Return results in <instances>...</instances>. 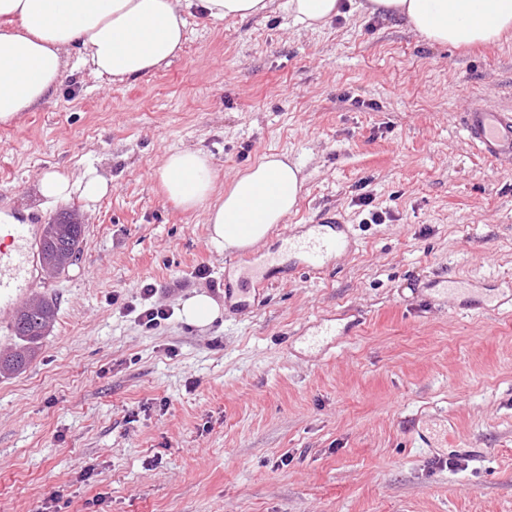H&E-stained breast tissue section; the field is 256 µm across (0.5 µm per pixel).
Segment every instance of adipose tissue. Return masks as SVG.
I'll use <instances>...</instances> for the list:
<instances>
[{
    "label": "adipose tissue",
    "mask_w": 512,
    "mask_h": 512,
    "mask_svg": "<svg viewBox=\"0 0 512 512\" xmlns=\"http://www.w3.org/2000/svg\"><path fill=\"white\" fill-rule=\"evenodd\" d=\"M272 0H0V123L17 119L59 85L66 57L78 50L97 74L113 80L168 64L180 50L184 12L200 6L212 20L248 19ZM342 0H288L293 19L322 27L342 12ZM364 10L401 20L427 42L493 44L512 32V0H365ZM166 194L190 210L207 205L213 244L247 250L266 241L295 209L303 185L287 155L262 156L217 191L208 155L194 149L167 153L155 170ZM107 178L93 167L45 171L38 180L41 209L78 197L92 204L107 195Z\"/></svg>",
    "instance_id": "1"
}]
</instances>
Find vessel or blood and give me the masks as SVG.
Returning a JSON list of instances; mask_svg holds the SVG:
<instances>
[{
    "instance_id": "vessel-or-blood-1",
    "label": "vessel or blood",
    "mask_w": 512,
    "mask_h": 512,
    "mask_svg": "<svg viewBox=\"0 0 512 512\" xmlns=\"http://www.w3.org/2000/svg\"><path fill=\"white\" fill-rule=\"evenodd\" d=\"M468 144L484 156L512 163V112L473 105L461 117ZM344 224H337L335 234L322 225H314L303 239H289L288 249L303 255L302 268L315 274L322 270L327 256L344 245ZM40 227L36 224H4L0 226V349L9 348L12 306L28 301L39 288L35 275Z\"/></svg>"
}]
</instances>
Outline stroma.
I'll return each instance as SVG.
<instances>
[{
    "label": "stroma",
    "mask_w": 512,
    "mask_h": 512,
    "mask_svg": "<svg viewBox=\"0 0 512 512\" xmlns=\"http://www.w3.org/2000/svg\"><path fill=\"white\" fill-rule=\"evenodd\" d=\"M285 2L191 9L170 64L127 81L70 53L0 125V209L84 226L33 361L0 376V512H512V164L457 121L512 110V37L431 44L361 0L311 30ZM186 148L221 188L286 154L295 211L255 249L216 250L205 207L153 175ZM89 165L108 195L40 209L43 172ZM332 219L348 249L298 274L282 240ZM243 258L269 269L261 295ZM455 278L493 284L491 306L455 308L436 287ZM197 293L222 309L206 327L180 316ZM151 304L170 316L148 327ZM322 318L350 328L326 352L304 343Z\"/></svg>",
    "instance_id": "35a3bbf8"
}]
</instances>
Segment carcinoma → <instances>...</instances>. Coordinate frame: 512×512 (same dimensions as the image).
<instances>
[{
    "instance_id": "1",
    "label": "carcinoma",
    "mask_w": 512,
    "mask_h": 512,
    "mask_svg": "<svg viewBox=\"0 0 512 512\" xmlns=\"http://www.w3.org/2000/svg\"><path fill=\"white\" fill-rule=\"evenodd\" d=\"M84 228L80 224H47L40 240V262L65 265L80 252ZM56 315L53 302L42 299L34 309L21 307L14 318L17 349L0 355V372L20 373L31 362L42 338L52 326Z\"/></svg>"
}]
</instances>
